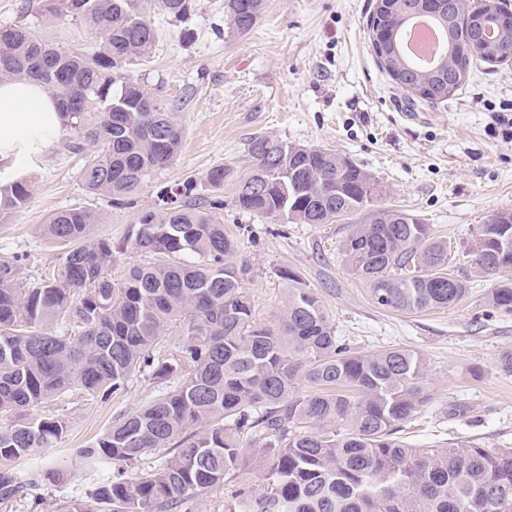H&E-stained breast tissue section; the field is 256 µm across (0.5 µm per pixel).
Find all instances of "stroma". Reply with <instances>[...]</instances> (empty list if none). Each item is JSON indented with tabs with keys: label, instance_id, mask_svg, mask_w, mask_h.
<instances>
[{
	"label": "stroma",
	"instance_id": "stroma-1",
	"mask_svg": "<svg viewBox=\"0 0 512 512\" xmlns=\"http://www.w3.org/2000/svg\"><path fill=\"white\" fill-rule=\"evenodd\" d=\"M186 22L155 11L152 53L132 60L130 78L158 87L180 108L184 128L173 162L148 179L135 205L117 206L89 195L78 174L84 155L68 152L71 131H60L38 157L25 161L30 198L0 216V257L21 256L28 279L52 276L59 250L41 232L53 213L88 206L101 215L93 233L119 249L110 273L120 279L143 254L123 240L140 211L164 186L191 178L205 183L209 170L229 175L214 212L247 261L245 282L257 321L275 319L286 300L283 269L298 272L318 291L339 336L353 350L406 348L421 353L429 370L431 399L402 432L417 448H445L473 441L512 448V372L500 357L512 351V313L485 301L498 277H481L461 263L455 272L470 281L462 302L403 314L378 306L339 251L350 227L283 224L236 207L234 188L247 168L246 151L258 135L291 144L322 145L369 172L378 182L376 204L407 210L433 225L457 250L469 247L477 225L512 208V142L490 131L492 116L512 113V61L475 63L448 100L412 98L391 81L372 49L367 23L375 0H265L257 25L233 31L224 0H193ZM30 25L55 42L97 43L94 31L43 16L41 0H0V26ZM479 368L472 376L471 368ZM156 393L151 378L135 375L125 391L90 398L80 388L49 402L44 414L63 415L67 430L53 447L13 461L15 471L63 464L66 481L0 504V512H57L61 502L84 499L100 473L75 455Z\"/></svg>",
	"mask_w": 512,
	"mask_h": 512
}]
</instances>
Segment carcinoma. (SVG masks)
Wrapping results in <instances>:
<instances>
[{
  "mask_svg": "<svg viewBox=\"0 0 512 512\" xmlns=\"http://www.w3.org/2000/svg\"><path fill=\"white\" fill-rule=\"evenodd\" d=\"M153 8L181 21L193 0H42L43 15L96 31L93 47L59 44L27 26L0 33V79L49 90L63 128L78 136L67 149L98 146L79 171L83 188L118 204L172 162L183 138L178 106L123 72L156 42ZM224 8L232 29L246 34L264 0H225ZM420 16L437 21L446 41L444 60L425 71L399 51L402 28ZM369 26L383 69L425 101L454 95L477 61L512 59V13L499 0H392ZM248 160L236 206L274 221L348 222L341 252L380 307L414 314L467 297L449 273L448 241L419 219L403 223V210L373 205L372 176L336 151L257 136ZM228 175L216 165L207 183L220 190ZM252 181L264 191L247 192ZM29 197L23 178L0 185V212ZM217 206L191 178L160 191L125 236L150 260L118 282L108 276L112 239L93 235L91 207L58 211L43 225L46 238L68 246L53 277L25 282L18 259L0 258V503L64 478L60 465L24 476L7 467L62 438L64 419L39 409L74 387L105 399L147 372L158 394L77 450L90 468L112 466L91 493L108 512H190L222 485L224 512H512L511 448H413L399 437L431 399L421 354L351 351L316 290L290 269L279 315L256 321L243 288L247 266L215 220ZM475 234L488 245L512 238V209ZM459 257L484 275L512 269V253L491 263L469 250ZM487 303L512 312V281ZM249 451L259 458L254 484L239 481ZM152 454L163 462L140 467Z\"/></svg>",
  "mask_w": 512,
  "mask_h": 512,
  "instance_id": "cac0c4a2",
  "label": "carcinoma"
}]
</instances>
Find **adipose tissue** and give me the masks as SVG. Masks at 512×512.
Masks as SVG:
<instances>
[{
    "label": "adipose tissue",
    "mask_w": 512,
    "mask_h": 512,
    "mask_svg": "<svg viewBox=\"0 0 512 512\" xmlns=\"http://www.w3.org/2000/svg\"><path fill=\"white\" fill-rule=\"evenodd\" d=\"M55 99L31 80H0V160L39 154L61 128Z\"/></svg>",
    "instance_id": "adipose-tissue-1"
}]
</instances>
